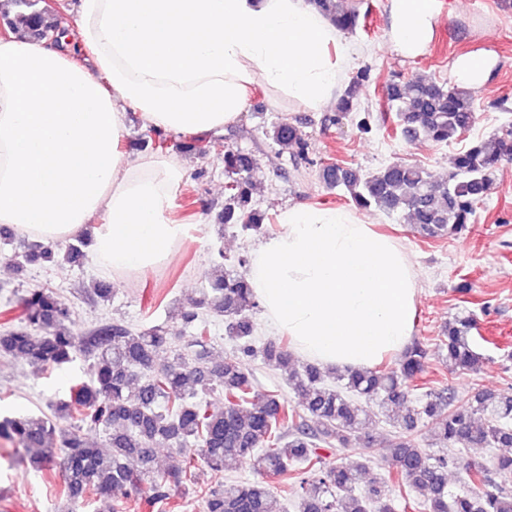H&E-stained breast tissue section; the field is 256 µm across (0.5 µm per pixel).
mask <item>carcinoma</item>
Listing matches in <instances>:
<instances>
[{
    "label": "carcinoma",
    "mask_w": 512,
    "mask_h": 512,
    "mask_svg": "<svg viewBox=\"0 0 512 512\" xmlns=\"http://www.w3.org/2000/svg\"><path fill=\"white\" fill-rule=\"evenodd\" d=\"M41 0H0V21L16 36L43 40L59 28ZM342 31L359 25V13L346 0H310ZM365 88L357 75L339 97V124L353 111ZM388 109L396 112L401 134L443 144L469 131L474 124L472 91L461 85L415 79L387 87ZM280 153L297 162L306 159L300 129L286 121L267 131ZM141 148L164 152L171 147L164 132L150 130L136 142ZM512 156V131L491 144L471 143L449 161L445 180H435L424 168L402 161L372 173L327 164L322 178L330 189L344 188L361 209L387 214L406 212L425 238L456 235L467 230L476 205L490 189L502 160ZM255 158L238 147L224 149V209L218 225L243 232L268 230L271 218L254 207L251 172ZM87 240L33 242L5 257L16 270L59 260L78 263ZM207 287L182 320L196 331L189 352L176 348L164 327L134 330L118 322L85 333L76 330L71 308L51 288L29 291L18 304L0 311V354L24 357L39 370L60 368L80 355L91 362L88 380L70 388L68 397L50 404L51 414L5 416L0 442L24 450L26 470H58L62 496L72 509L84 506L93 494L133 491L153 507L172 492L190 494L191 469L199 462L222 473L249 465L259 478L212 488L203 500L204 512H276L265 478L296 473L292 488L297 512H395L393 500L377 482L359 489L368 461L331 463L325 450L366 447L374 438L363 430L372 416L383 415L399 426L386 448L395 470V485L418 492L416 507L424 512H512V392L477 390L463 405L451 389L431 390L418 404L410 402L408 382L424 371L427 349L411 343L396 366L374 369L323 370L295 356L287 339L255 344L252 315L258 302L241 272L224 268L219 253L205 276ZM93 301H107L112 287L97 281L86 290ZM207 308L224 317V334L244 357H260L268 368L288 372L297 393L290 404L270 391L254 393V375L240 362H215L209 355ZM476 321L454 318L438 337L451 371H473L483 362L471 336ZM170 361L157 366L160 354ZM219 392L224 407L215 409L206 396ZM434 432L432 453L419 447L413 432L423 423ZM102 430L103 437L90 434ZM461 444L490 448L492 467L476 468L465 485L448 489V450ZM167 448L177 465L159 472L153 467L156 450ZM314 472L318 477H310Z\"/></svg>",
    "instance_id": "carcinoma-1"
}]
</instances>
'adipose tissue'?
Segmentation results:
<instances>
[{
    "label": "adipose tissue",
    "instance_id": "1",
    "mask_svg": "<svg viewBox=\"0 0 512 512\" xmlns=\"http://www.w3.org/2000/svg\"><path fill=\"white\" fill-rule=\"evenodd\" d=\"M390 42L422 53L438 0H390ZM58 43L0 39V224L92 238L106 273L164 265L181 163L122 151L128 113L164 132L234 123L256 83L318 112L354 52L309 0H78ZM247 280L265 319L327 368L369 369L412 340L419 286L404 248L356 212L280 210Z\"/></svg>",
    "mask_w": 512,
    "mask_h": 512
}]
</instances>
